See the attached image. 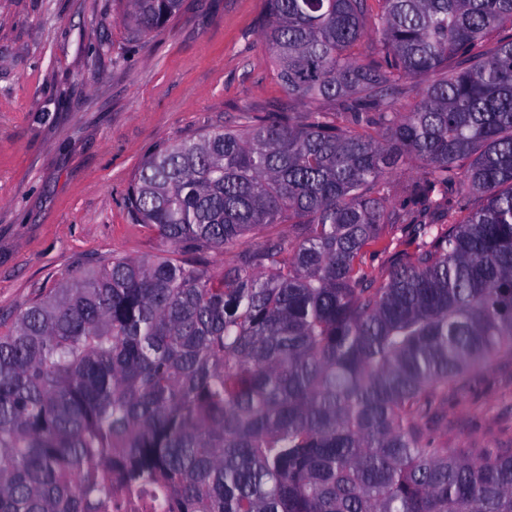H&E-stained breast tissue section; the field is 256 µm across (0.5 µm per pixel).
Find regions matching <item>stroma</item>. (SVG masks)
I'll list each match as a JSON object with an SVG mask.
<instances>
[{
	"instance_id": "35a3bbf8",
	"label": "stroma",
	"mask_w": 512,
	"mask_h": 512,
	"mask_svg": "<svg viewBox=\"0 0 512 512\" xmlns=\"http://www.w3.org/2000/svg\"><path fill=\"white\" fill-rule=\"evenodd\" d=\"M121 0H0V331L77 266L169 255L126 197L160 144L287 104L264 0H184L140 34ZM454 448H512V355L449 394Z\"/></svg>"
}]
</instances>
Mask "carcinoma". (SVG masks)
<instances>
[{"label":"carcinoma","mask_w":512,"mask_h":512,"mask_svg":"<svg viewBox=\"0 0 512 512\" xmlns=\"http://www.w3.org/2000/svg\"><path fill=\"white\" fill-rule=\"evenodd\" d=\"M124 2L145 35L181 6ZM378 2L266 0L308 109L144 158L127 204L165 243L254 241L224 271L114 258L0 332V512H111L148 487L169 512H512V448L430 427L512 354V35L492 38L512 0Z\"/></svg>","instance_id":"1"}]
</instances>
